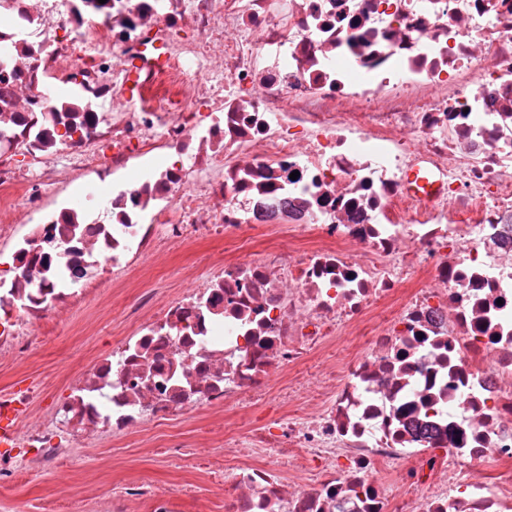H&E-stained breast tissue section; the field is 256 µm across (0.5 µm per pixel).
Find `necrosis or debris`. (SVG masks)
I'll list each match as a JSON object with an SVG mask.
<instances>
[{
	"mask_svg": "<svg viewBox=\"0 0 512 512\" xmlns=\"http://www.w3.org/2000/svg\"><path fill=\"white\" fill-rule=\"evenodd\" d=\"M0 49V358L173 249L238 251L140 291L1 477L203 415L154 453L224 512H512V0H0Z\"/></svg>",
	"mask_w": 512,
	"mask_h": 512,
	"instance_id": "obj_1",
	"label": "necrosis or debris"
}]
</instances>
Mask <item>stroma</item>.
Here are the masks:
<instances>
[{
  "label": "stroma",
  "instance_id": "stroma-1",
  "mask_svg": "<svg viewBox=\"0 0 512 512\" xmlns=\"http://www.w3.org/2000/svg\"><path fill=\"white\" fill-rule=\"evenodd\" d=\"M227 248L223 241L202 240L171 252L159 264L147 266L128 280L126 287L104 289L59 322L51 339L37 340L27 359L0 364V395L34 386L31 407L39 414H48L66 396L70 376L110 350L114 337L127 335L129 325L122 311L139 289L160 287L168 294L178 292L191 274L205 271L208 263L224 255ZM157 437V430L150 427L141 435L125 439H73L72 464L0 479V512H61L68 502L80 512H95L97 505L108 501L113 485L137 479L173 489L186 482L196 484L202 492L198 498L187 500L186 512H224V492L212 486L206 474L170 465L153 455Z\"/></svg>",
  "mask_w": 512,
  "mask_h": 512
}]
</instances>
